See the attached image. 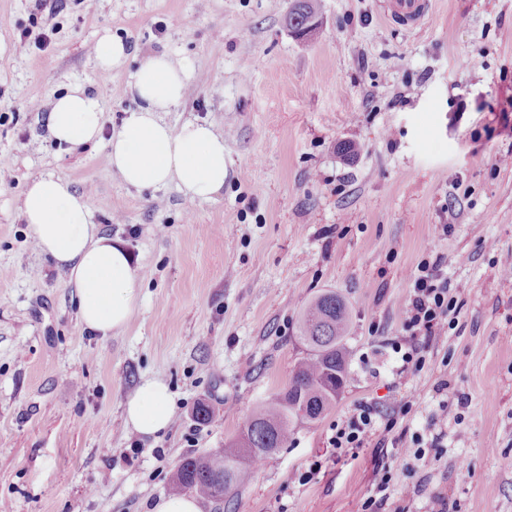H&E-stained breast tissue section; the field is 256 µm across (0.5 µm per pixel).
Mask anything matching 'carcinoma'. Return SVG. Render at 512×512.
Here are the masks:
<instances>
[{"label": "carcinoma", "mask_w": 512, "mask_h": 512, "mask_svg": "<svg viewBox=\"0 0 512 512\" xmlns=\"http://www.w3.org/2000/svg\"><path fill=\"white\" fill-rule=\"evenodd\" d=\"M320 10V0H293L286 17L288 29L307 38ZM350 324L351 312L342 295L334 290L316 295L299 318V339L306 353L287 387L255 408L239 439L184 460L174 475L173 489L220 504L232 488L250 480L246 463L261 461L286 445L297 422L321 419L349 379L344 340Z\"/></svg>", "instance_id": "obj_1"}]
</instances>
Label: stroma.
<instances>
[{
	"instance_id": "35a3bbf8",
	"label": "stroma",
	"mask_w": 512,
	"mask_h": 512,
	"mask_svg": "<svg viewBox=\"0 0 512 512\" xmlns=\"http://www.w3.org/2000/svg\"><path fill=\"white\" fill-rule=\"evenodd\" d=\"M290 0H0V503L9 512H151L185 458L240 434L288 383L301 310L335 290L352 314L350 379L320 421L301 422L250 482L202 512H512V0H429L423 19L389 0H322L308 40ZM29 39H21V32ZM111 32L137 60L168 53L193 78L167 122L215 123L228 175L212 200L123 183L104 145L48 140L49 103L74 83L103 95L104 128L134 101L130 67L101 77L91 46ZM48 34L51 44L37 49ZM354 155H343L342 143ZM69 179L101 233L128 250L140 301L103 339L74 288L34 248L21 213L35 177ZM443 256L459 313L419 372L399 374L411 275ZM169 386L172 427L140 439L124 403ZM448 382L449 393L438 385ZM403 466L400 434L431 440ZM371 403L383 442L337 457L336 422ZM211 411L196 418L199 405ZM433 440V439H432Z\"/></svg>"
}]
</instances>
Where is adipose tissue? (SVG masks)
<instances>
[{
  "label": "adipose tissue",
  "instance_id": "obj_1",
  "mask_svg": "<svg viewBox=\"0 0 512 512\" xmlns=\"http://www.w3.org/2000/svg\"><path fill=\"white\" fill-rule=\"evenodd\" d=\"M189 78L187 66L167 54L142 61L129 82L138 104L108 136L100 95L72 85L51 103L49 135L70 147L105 143L113 170L131 187L158 190L174 183L190 199L209 200L227 175L223 134L208 122L175 127L163 118L183 100ZM21 210L38 252L66 271L74 286L81 324L104 339L121 330L138 303L139 277L128 252L92 224L86 197L68 179L48 174L28 183ZM124 416L126 427L140 435L167 430L174 407L165 382L144 381L126 400Z\"/></svg>",
  "mask_w": 512,
  "mask_h": 512
}]
</instances>
